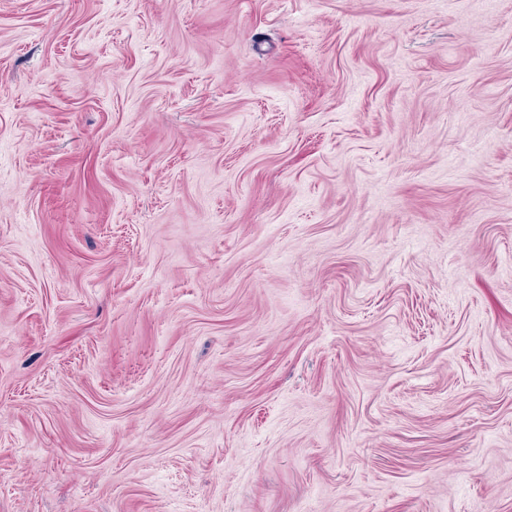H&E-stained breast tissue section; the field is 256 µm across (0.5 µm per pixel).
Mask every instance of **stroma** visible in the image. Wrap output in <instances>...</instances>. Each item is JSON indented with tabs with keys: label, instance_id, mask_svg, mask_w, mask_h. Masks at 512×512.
<instances>
[{
	"label": "stroma",
	"instance_id": "stroma-1",
	"mask_svg": "<svg viewBox=\"0 0 512 512\" xmlns=\"http://www.w3.org/2000/svg\"><path fill=\"white\" fill-rule=\"evenodd\" d=\"M0 512H512V0H0Z\"/></svg>",
	"mask_w": 512,
	"mask_h": 512
}]
</instances>
